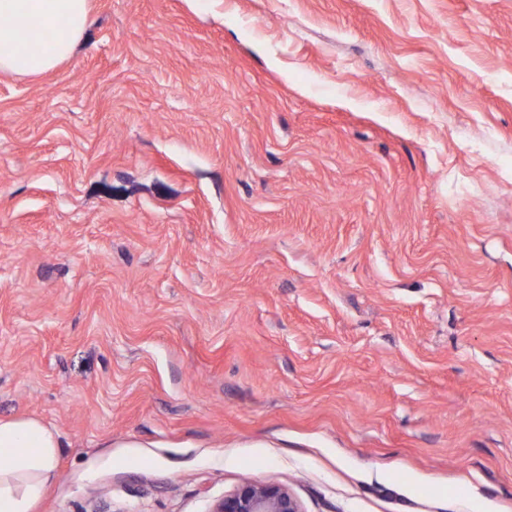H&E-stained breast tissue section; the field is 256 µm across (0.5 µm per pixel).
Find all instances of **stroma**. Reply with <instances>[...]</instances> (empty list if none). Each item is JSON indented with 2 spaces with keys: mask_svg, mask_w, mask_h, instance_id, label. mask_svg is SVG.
Instances as JSON below:
<instances>
[{
  "mask_svg": "<svg viewBox=\"0 0 512 512\" xmlns=\"http://www.w3.org/2000/svg\"><path fill=\"white\" fill-rule=\"evenodd\" d=\"M0 73L30 512H512V0H91ZM211 512H302L298 500L277 484L245 482L218 501Z\"/></svg>",
  "mask_w": 512,
  "mask_h": 512,
  "instance_id": "1",
  "label": "stroma"
}]
</instances>
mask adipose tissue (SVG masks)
Listing matches in <instances>:
<instances>
[{
  "label": "adipose tissue",
  "mask_w": 512,
  "mask_h": 512,
  "mask_svg": "<svg viewBox=\"0 0 512 512\" xmlns=\"http://www.w3.org/2000/svg\"><path fill=\"white\" fill-rule=\"evenodd\" d=\"M90 0H0V72L35 75L68 59L89 27ZM55 31L45 52L31 38ZM60 436L35 419H0V512H27L51 482Z\"/></svg>",
  "instance_id": "1"
}]
</instances>
